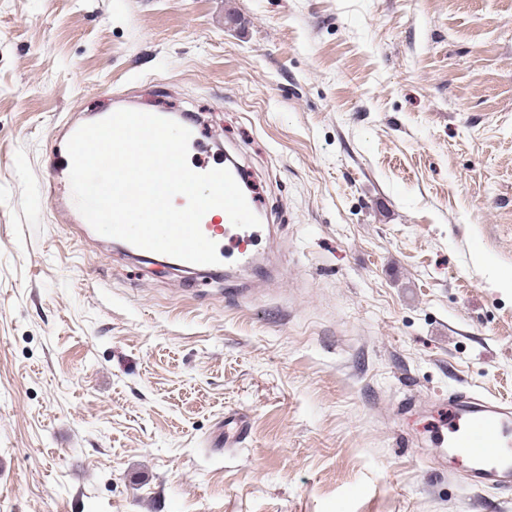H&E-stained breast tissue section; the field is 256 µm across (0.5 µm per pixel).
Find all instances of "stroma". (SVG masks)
Returning <instances> with one entry per match:
<instances>
[{"label":"stroma","mask_w":512,"mask_h":512,"mask_svg":"<svg viewBox=\"0 0 512 512\" xmlns=\"http://www.w3.org/2000/svg\"><path fill=\"white\" fill-rule=\"evenodd\" d=\"M117 98L259 176L239 297L46 202ZM510 274L512 0H0V512H512L408 409L512 401ZM120 109L136 110L128 102L119 99L115 101L112 112L100 113L94 116L92 120L75 121L71 118L67 119L63 122L62 128L59 130L49 151L45 195L55 211L64 213L71 224H76L75 234L78 238L85 237V234L93 228L79 213L73 200L70 182L71 162L67 152V143L71 136L83 125L100 121ZM64 137H66V145L62 149L61 142Z\"/></svg>","instance_id":"35a3bbf8"}]
</instances>
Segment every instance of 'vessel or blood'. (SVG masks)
<instances>
[{
	"instance_id": "vessel-or-blood-1",
	"label": "vessel or blood",
	"mask_w": 512,
	"mask_h": 512,
	"mask_svg": "<svg viewBox=\"0 0 512 512\" xmlns=\"http://www.w3.org/2000/svg\"><path fill=\"white\" fill-rule=\"evenodd\" d=\"M80 127L78 121L63 122L61 138L71 137ZM59 142L49 151L45 195L55 211L64 213L75 226L77 237H84L89 223L77 210L70 182L71 162L67 150ZM202 233L217 245L221 262L247 260L258 239L254 228H239L232 221L213 224L201 221ZM431 408L443 418L447 435H436L437 447L465 457L468 475L479 484L499 491H512V410L496 401L460 391L431 401Z\"/></svg>"
}]
</instances>
